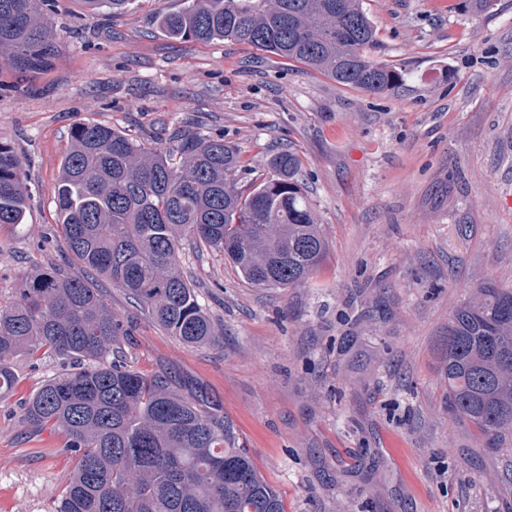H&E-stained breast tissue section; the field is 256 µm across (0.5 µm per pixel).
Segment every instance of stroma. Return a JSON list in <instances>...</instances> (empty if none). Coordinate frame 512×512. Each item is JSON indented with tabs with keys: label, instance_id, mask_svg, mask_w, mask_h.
Segmentation results:
<instances>
[{
	"label": "stroma",
	"instance_id": "1",
	"mask_svg": "<svg viewBox=\"0 0 512 512\" xmlns=\"http://www.w3.org/2000/svg\"><path fill=\"white\" fill-rule=\"evenodd\" d=\"M362 4L377 31L372 58L404 73L380 95L227 40L169 39L153 18L184 0H129L111 18L54 0L52 69L24 92L0 77V144L31 194L24 222L0 227V302L30 271L79 270L56 206L76 125L148 147L178 131L224 137L241 153L242 189L294 152L328 242L318 273L258 288L222 253L183 249L218 327L199 347L94 280L133 323L128 361L216 401L286 512H512V472L451 418L441 370L452 310L480 283L512 287V0L481 15L463 0ZM59 368L21 359L0 402V512H54L70 477L62 433L18 420Z\"/></svg>",
	"mask_w": 512,
	"mask_h": 512
}]
</instances>
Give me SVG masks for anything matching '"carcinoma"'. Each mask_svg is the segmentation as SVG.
Returning a JSON list of instances; mask_svg holds the SVG:
<instances>
[{"label": "carcinoma", "mask_w": 512, "mask_h": 512, "mask_svg": "<svg viewBox=\"0 0 512 512\" xmlns=\"http://www.w3.org/2000/svg\"><path fill=\"white\" fill-rule=\"evenodd\" d=\"M51 0H0V75L28 87L60 49ZM90 15L128 0H82ZM156 23L176 41L230 40L300 63L338 84L384 93L401 71L373 60L376 29L361 0H187ZM239 154L222 137L183 133L148 148L111 127L81 124L62 157L57 211L82 274L57 268L25 278L0 305V402L23 357L64 368L20 405L19 422L63 433L74 463L56 512H286L280 494L239 446L231 422L199 390L185 395L166 371L143 374L123 358L128 335L87 277L122 289L188 346L214 322L178 267L182 246L216 250L249 284L288 288L311 278L328 243L309 206L301 162L273 159L274 175L236 186ZM29 186L0 145V226L23 221ZM448 413L497 450L512 436V289L492 283L448 318Z\"/></svg>", "instance_id": "1"}]
</instances>
